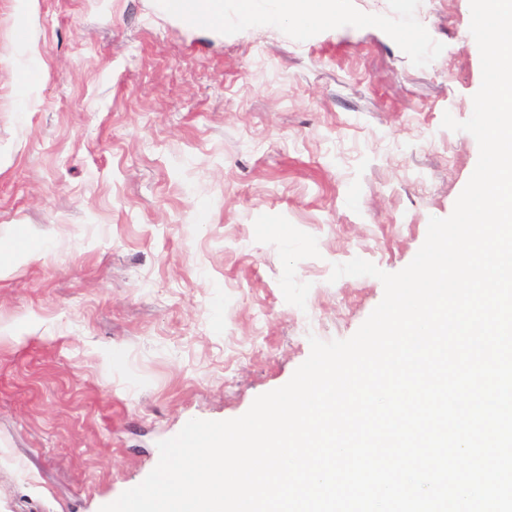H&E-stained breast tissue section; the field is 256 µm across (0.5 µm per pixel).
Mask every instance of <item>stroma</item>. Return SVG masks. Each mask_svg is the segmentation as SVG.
I'll return each mask as SVG.
<instances>
[{
    "label": "stroma",
    "instance_id": "stroma-1",
    "mask_svg": "<svg viewBox=\"0 0 512 512\" xmlns=\"http://www.w3.org/2000/svg\"><path fill=\"white\" fill-rule=\"evenodd\" d=\"M0 0V512H99L159 441L285 385L381 302L479 157L470 0L334 22Z\"/></svg>",
    "mask_w": 512,
    "mask_h": 512
}]
</instances>
